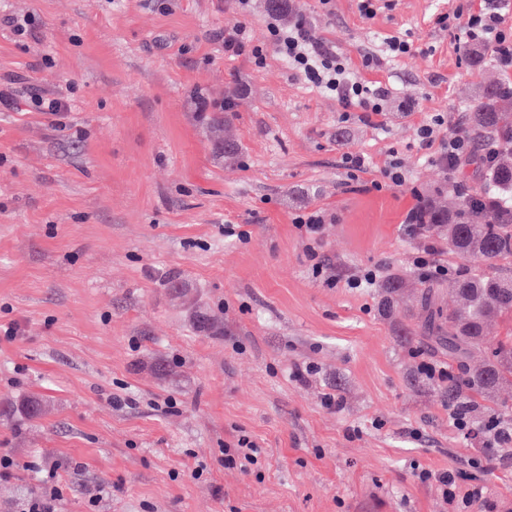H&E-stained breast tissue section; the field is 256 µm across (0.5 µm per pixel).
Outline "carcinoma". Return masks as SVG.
<instances>
[{
	"label": "carcinoma",
	"mask_w": 512,
	"mask_h": 512,
	"mask_svg": "<svg viewBox=\"0 0 512 512\" xmlns=\"http://www.w3.org/2000/svg\"><path fill=\"white\" fill-rule=\"evenodd\" d=\"M467 121L475 140L489 139L496 149L477 205L463 201L449 211L430 199L419 203L427 228L448 240L451 254L471 263L457 280L448 283V292L459 299L457 306L443 310L438 291L424 289L420 304L426 316L417 330L421 343L448 356V405L462 416L512 381V331L493 342L488 339L489 324L512 315V278L497 274L500 265L512 258V206L506 202V196L512 195V90L496 82L485 84L470 106ZM216 149L226 161L238 158L239 146L230 137L217 141ZM400 283L391 274L382 286L380 306L386 314L396 309ZM193 325L201 332L218 330V323L201 310L195 312ZM15 412L37 418L42 413L41 400L28 396L10 410ZM476 431L506 444L512 440L507 437L512 419L491 412Z\"/></svg>",
	"instance_id": "cac0c4a2"
}]
</instances>
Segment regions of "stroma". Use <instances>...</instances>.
<instances>
[{"label":"stroma","instance_id":"35a3bbf8","mask_svg":"<svg viewBox=\"0 0 512 512\" xmlns=\"http://www.w3.org/2000/svg\"><path fill=\"white\" fill-rule=\"evenodd\" d=\"M288 5L358 77L391 90L378 123L344 113L270 48L267 0L245 17L268 47L260 67L224 52L231 0H0V15L34 21L23 38L0 27V78L71 99L49 116L18 85L15 109H0V324L19 325L0 340V406L46 404L42 417L0 420L15 461L0 512H19L50 473L56 512H512V451L484 460L482 437L448 414L446 383L420 371L446 359L414 334L425 240L403 225L411 188L454 199L457 185H482L481 165L448 174L415 131L438 114L466 123L503 72L489 54L472 63L437 24L451 0H394L370 20L358 0ZM390 36L414 54L385 57ZM228 99L232 165L202 119ZM351 153L366 171L347 167ZM393 156L407 185L371 189ZM315 210L333 288L294 224ZM379 264L402 277L390 316L378 289L346 284ZM199 306L219 332L194 328ZM305 366L312 376L296 381ZM328 392L341 411L324 407ZM242 434L260 450L253 475L221 460ZM425 470L458 474L455 499L420 481Z\"/></svg>","mask_w":512,"mask_h":512}]
</instances>
